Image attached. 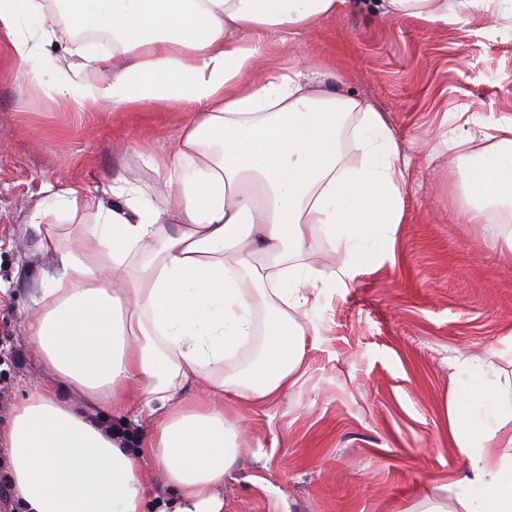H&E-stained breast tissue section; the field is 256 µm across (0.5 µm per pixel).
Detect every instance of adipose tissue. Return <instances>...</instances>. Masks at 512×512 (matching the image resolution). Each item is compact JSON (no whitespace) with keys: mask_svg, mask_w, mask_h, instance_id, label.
<instances>
[{"mask_svg":"<svg viewBox=\"0 0 512 512\" xmlns=\"http://www.w3.org/2000/svg\"><path fill=\"white\" fill-rule=\"evenodd\" d=\"M70 29L112 35V61L57 43L42 0H0V42L32 88L65 104L132 112L177 107L173 154L150 155L156 192L113 181L104 200L65 186L39 201L70 224L38 227L61 271L21 329L48 377L14 406L0 454L18 512H224L238 455L235 401L267 403L301 377L320 277L302 263L324 230L362 254L401 217L399 146L381 112L326 86L324 65L269 67L275 46L311 34L345 0H65ZM382 14L447 21L512 0H380ZM357 116L366 155L348 167L338 141ZM496 149L460 171L469 223L512 213V118ZM254 358L229 369L239 349ZM66 390L82 406L62 401ZM448 433L467 449L459 512H512V402L486 380L452 389ZM122 419L107 426L94 412ZM151 419L147 433L136 422ZM157 479L167 498L153 500Z\"/></svg>","mask_w":512,"mask_h":512,"instance_id":"ef3b65f1","label":"adipose tissue"}]
</instances>
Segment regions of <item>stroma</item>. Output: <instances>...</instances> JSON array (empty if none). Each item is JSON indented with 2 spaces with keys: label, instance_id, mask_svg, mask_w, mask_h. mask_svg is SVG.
<instances>
[{
  "label": "stroma",
  "instance_id": "35a3bbf8",
  "mask_svg": "<svg viewBox=\"0 0 512 512\" xmlns=\"http://www.w3.org/2000/svg\"><path fill=\"white\" fill-rule=\"evenodd\" d=\"M323 61L345 94L383 112L407 161L402 215L389 248L362 259L316 234L303 256L323 283L302 324L313 336L287 393L242 405L241 448L224 512H411L426 497L457 503L446 486L469 459L448 435L464 359L492 356L512 379V223L490 209L467 223L462 159L493 150L489 125L512 118V23L387 17L376 0H347L336 18L275 57ZM0 45V425L38 380L20 322L58 265L38 250L35 205L59 179L99 195L116 175L146 190L142 154L170 153L177 110L78 109L14 80ZM464 137L449 150V132ZM352 266L353 278L334 272Z\"/></svg>",
  "mask_w": 512,
  "mask_h": 512
}]
</instances>
